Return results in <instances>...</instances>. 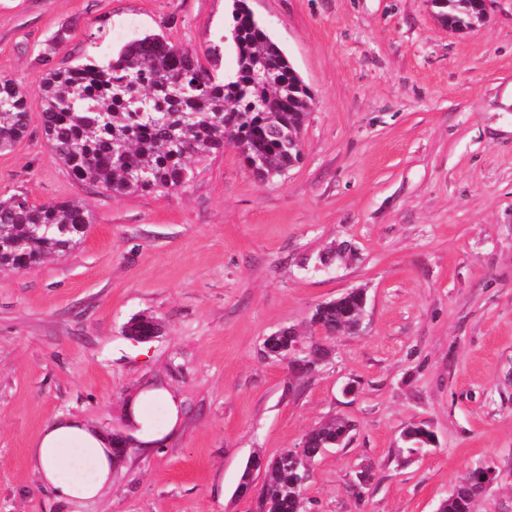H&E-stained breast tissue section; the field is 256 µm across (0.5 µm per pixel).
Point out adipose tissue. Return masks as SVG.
<instances>
[{
	"instance_id": "1",
	"label": "adipose tissue",
	"mask_w": 512,
	"mask_h": 512,
	"mask_svg": "<svg viewBox=\"0 0 512 512\" xmlns=\"http://www.w3.org/2000/svg\"><path fill=\"white\" fill-rule=\"evenodd\" d=\"M163 407L165 424H158L147 407ZM179 405L163 388L143 390L128 408V423L144 448L166 442L179 421ZM31 459L42 485L56 498L70 503L97 499L112 482V440L92 422L61 416L44 425L32 444Z\"/></svg>"
}]
</instances>
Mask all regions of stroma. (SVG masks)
Here are the masks:
<instances>
[{
	"label": "stroma",
	"instance_id": "obj_1",
	"mask_svg": "<svg viewBox=\"0 0 512 512\" xmlns=\"http://www.w3.org/2000/svg\"><path fill=\"white\" fill-rule=\"evenodd\" d=\"M248 5L311 91L299 162L262 180L228 141L186 187L115 196L51 151L39 51L69 67L159 34L227 75L232 0H0V74L30 110L25 138L0 151V198L93 214L67 255L0 272V512H255L238 492L248 459L334 417L351 439L315 462L309 512H436L478 467L497 480L475 512H512V0L464 31L433 0ZM343 242L347 258L317 268ZM355 288L363 324L313 372L267 353L287 326L310 344L315 307ZM139 315L159 333L130 336ZM152 386L181 417L146 451L125 410ZM58 415L124 441L95 501H57L30 461ZM415 425L435 441L413 454Z\"/></svg>",
	"mask_w": 512,
	"mask_h": 512
}]
</instances>
